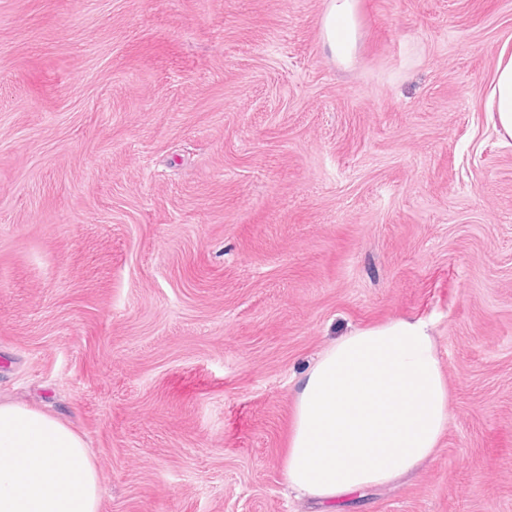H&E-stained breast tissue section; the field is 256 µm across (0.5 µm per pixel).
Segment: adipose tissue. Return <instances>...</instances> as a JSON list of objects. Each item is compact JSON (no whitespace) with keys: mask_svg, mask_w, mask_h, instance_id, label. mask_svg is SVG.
Returning a JSON list of instances; mask_svg holds the SVG:
<instances>
[{"mask_svg":"<svg viewBox=\"0 0 512 512\" xmlns=\"http://www.w3.org/2000/svg\"><path fill=\"white\" fill-rule=\"evenodd\" d=\"M356 0H327L326 48L350 62ZM490 120L512 138V55L499 59ZM449 392L427 321L397 320L330 345L298 383L285 477L333 505L433 458ZM99 472L82 434L59 417L0 402V512H100Z\"/></svg>","mask_w":512,"mask_h":512,"instance_id":"obj_1","label":"adipose tissue"}]
</instances>
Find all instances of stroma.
Here are the masks:
<instances>
[{"mask_svg":"<svg viewBox=\"0 0 512 512\" xmlns=\"http://www.w3.org/2000/svg\"><path fill=\"white\" fill-rule=\"evenodd\" d=\"M0 0V399L100 512H318L284 483L331 343L429 322L434 458L342 512H512V0ZM356 2L328 0L323 17L324 45L342 63H349L357 48ZM490 120L499 134L512 138V55L501 52L489 107Z\"/></svg>","mask_w":512,"mask_h":512,"instance_id":"obj_1","label":"stroma"}]
</instances>
